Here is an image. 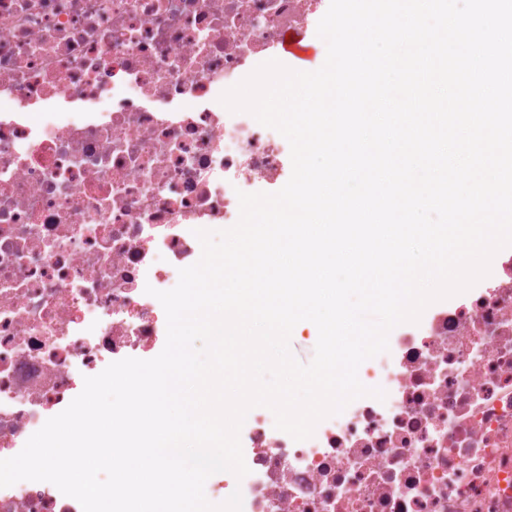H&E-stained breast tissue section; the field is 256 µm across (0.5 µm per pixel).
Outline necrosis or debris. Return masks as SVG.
<instances>
[{
  "label": "necrosis or debris",
  "mask_w": 512,
  "mask_h": 512,
  "mask_svg": "<svg viewBox=\"0 0 512 512\" xmlns=\"http://www.w3.org/2000/svg\"><path fill=\"white\" fill-rule=\"evenodd\" d=\"M324 0H0V459L85 378L148 360L166 314L146 294L196 263L198 229L238 192L280 186L284 146L221 94ZM44 113L33 124L31 112ZM458 307L425 310L360 372L362 397L311 438L255 410L249 473L206 481L242 512H512V255ZM0 512H82L49 482Z\"/></svg>",
  "instance_id": "obj_1"
}]
</instances>
